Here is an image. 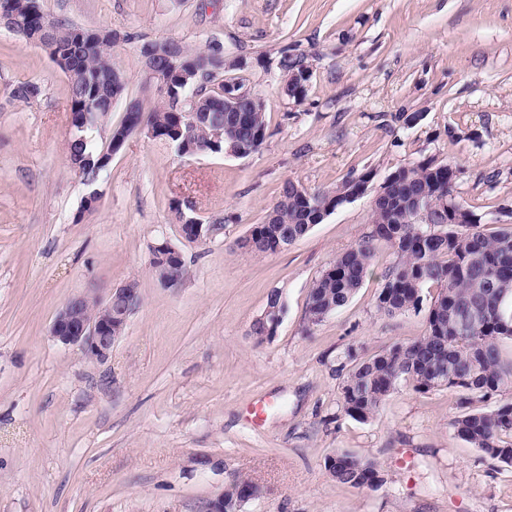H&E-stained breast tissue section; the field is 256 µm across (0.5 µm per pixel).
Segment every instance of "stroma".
I'll return each instance as SVG.
<instances>
[{
	"label": "stroma",
	"instance_id": "stroma-1",
	"mask_svg": "<svg viewBox=\"0 0 512 512\" xmlns=\"http://www.w3.org/2000/svg\"><path fill=\"white\" fill-rule=\"evenodd\" d=\"M51 16L116 37L125 96L146 109L141 43L224 46L246 58L267 140L245 158L178 156L130 134L101 174L100 201L67 153L69 90L47 55L0 28V512H209L233 477L262 496L244 512H512V468L457 438L455 391L400 386L373 421L340 410L349 345L376 352L422 336L424 313L387 316L375 298L393 256L379 246L354 298L313 335L309 289L371 229L372 195L337 208L288 248L235 243L284 182H376L432 157L459 167L456 193L493 234L512 225V0H40ZM305 56L302 99L281 96L282 53ZM30 78L41 99L12 85ZM417 114L413 125L402 117ZM224 214V234L188 243L173 201ZM179 246L190 276L160 287L153 246ZM137 281L142 305L108 357L55 342L60 307ZM286 301L277 335L251 323L271 290ZM378 462L385 482L336 483L326 455Z\"/></svg>",
	"mask_w": 512,
	"mask_h": 512
}]
</instances>
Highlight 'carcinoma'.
<instances>
[{
    "label": "carcinoma",
    "instance_id": "carcinoma-1",
    "mask_svg": "<svg viewBox=\"0 0 512 512\" xmlns=\"http://www.w3.org/2000/svg\"><path fill=\"white\" fill-rule=\"evenodd\" d=\"M18 17L34 19L16 31L23 39L39 42L42 49L68 81L69 116L98 112L101 127L109 110L96 106L99 89L109 87L117 101H125L126 118L136 120L161 136L178 127L200 150L219 145L245 158L258 153L266 141L265 112L224 111V88H246L245 80H224V46L214 44L205 51L191 52L172 41L180 54L176 72L166 73L169 89L179 90L184 76L201 78L196 97L185 111L199 113L196 124L170 110L169 102L145 110L137 99L124 100L122 72L112 64L115 42L112 31L69 25L45 14L39 0H9ZM93 131L83 141L68 143L73 169L110 151L112 142L101 149L92 143ZM458 169L433 158L400 167L391 173V202L374 204L372 229L329 263L313 281L303 318L302 332L310 336L315 327L350 302L368 275L376 256L377 243L391 250L393 261L382 274L376 308L385 315L419 312L422 289L437 287L427 307L426 331L410 341H397L379 352L368 354L349 345L343 352L347 367L340 388L343 412L359 422L374 419L382 403L405 383L419 394L453 389L456 412L450 421L455 435L490 458L512 467V402L488 407L501 392L512 389V355L504 357L501 343L512 341V227L493 235L484 233L481 217L456 195ZM359 186L348 177L331 188L296 190L287 181L280 197L267 211L262 223L236 246L256 255L274 254L280 245L307 235L324 220L323 210L341 206ZM413 196L440 206H455L462 221L457 224H422L408 201ZM189 270L186 262L157 277L171 288L183 285ZM478 316L480 322L468 330L460 321ZM324 468L336 483L357 489L381 486L384 476L378 465L355 454L338 451L336 463L324 460ZM261 494V487L248 478L237 477L224 487V512H237L245 489Z\"/></svg>",
    "mask_w": 512,
    "mask_h": 512
}]
</instances>
